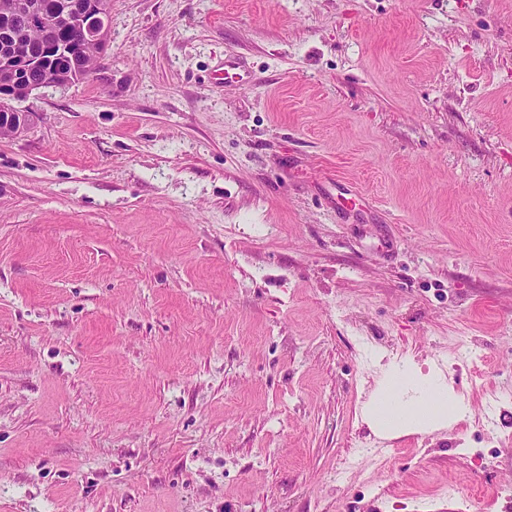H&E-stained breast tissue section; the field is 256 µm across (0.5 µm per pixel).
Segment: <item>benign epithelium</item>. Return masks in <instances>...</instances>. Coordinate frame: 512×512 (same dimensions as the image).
<instances>
[{
	"label": "benign epithelium",
	"instance_id": "obj_1",
	"mask_svg": "<svg viewBox=\"0 0 512 512\" xmlns=\"http://www.w3.org/2000/svg\"><path fill=\"white\" fill-rule=\"evenodd\" d=\"M110 0H59L54 16L65 21L70 28L72 40L96 49V62L91 77L98 76L105 56ZM51 19L30 0H16L13 13L0 19V78L10 79L22 86L19 99H25L36 90L53 84L50 70L51 53L55 46H43L39 52H31L23 61H18L10 45L19 41L23 34L49 27ZM32 71L43 74V79L33 82L27 79ZM0 113V136H18L30 124V113L13 103L3 104Z\"/></svg>",
	"mask_w": 512,
	"mask_h": 512
}]
</instances>
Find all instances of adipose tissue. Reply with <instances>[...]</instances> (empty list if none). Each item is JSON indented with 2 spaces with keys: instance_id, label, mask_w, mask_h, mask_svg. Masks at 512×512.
<instances>
[{
  "instance_id": "1",
  "label": "adipose tissue",
  "mask_w": 512,
  "mask_h": 512,
  "mask_svg": "<svg viewBox=\"0 0 512 512\" xmlns=\"http://www.w3.org/2000/svg\"><path fill=\"white\" fill-rule=\"evenodd\" d=\"M468 404L437 369L406 367L388 371L373 396L365 420L377 432L426 431L469 418Z\"/></svg>"
}]
</instances>
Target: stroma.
Returning <instances> with one entry per match:
<instances>
[{
    "label": "stroma",
    "instance_id": "35a3bbf8",
    "mask_svg": "<svg viewBox=\"0 0 512 512\" xmlns=\"http://www.w3.org/2000/svg\"><path fill=\"white\" fill-rule=\"evenodd\" d=\"M21 106L0 512H512V0H112ZM408 363L471 418L373 434Z\"/></svg>",
    "mask_w": 512,
    "mask_h": 512
}]
</instances>
